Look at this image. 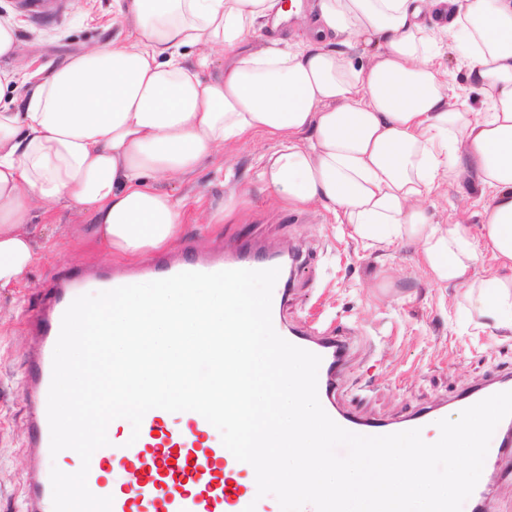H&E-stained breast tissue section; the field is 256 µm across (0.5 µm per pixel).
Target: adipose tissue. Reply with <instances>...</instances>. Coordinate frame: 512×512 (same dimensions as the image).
Here are the masks:
<instances>
[{
  "mask_svg": "<svg viewBox=\"0 0 512 512\" xmlns=\"http://www.w3.org/2000/svg\"><path fill=\"white\" fill-rule=\"evenodd\" d=\"M119 2L127 41L24 88L0 19V290L40 258L35 214L62 203L113 253L171 245L183 209L163 183L259 133L277 143L261 176L279 201L322 206L371 245L414 243L433 282L512 329V0H313L304 41L259 50L250 36L290 19L285 0ZM434 26L484 112L456 96ZM215 53L223 68L200 79ZM465 178L490 197L478 228L433 223L423 199ZM487 254L500 271L477 277Z\"/></svg>",
  "mask_w": 512,
  "mask_h": 512,
  "instance_id": "1",
  "label": "adipose tissue"
}]
</instances>
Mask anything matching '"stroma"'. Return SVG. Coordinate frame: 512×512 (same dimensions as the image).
<instances>
[{
    "label": "stroma",
    "instance_id": "1",
    "mask_svg": "<svg viewBox=\"0 0 512 512\" xmlns=\"http://www.w3.org/2000/svg\"><path fill=\"white\" fill-rule=\"evenodd\" d=\"M0 16L16 24L22 50L12 66L23 78L130 32L116 0H0ZM275 146L262 136L244 138L190 179L168 184L185 203L174 250L249 243L266 254L292 253L288 322L343 335L339 402L362 416L395 420L442 405L451 409L463 391L512 372V333L481 316L465 288L430 282L416 246L368 248L322 206L279 203L260 178L261 156ZM484 203L477 191L454 183L424 201L437 224H478ZM222 205L223 222L211 223V212ZM38 240L39 262L19 286L0 291V512H25L22 393L32 346L24 318L60 268L123 261L93 236L89 213L62 204L40 225Z\"/></svg>",
    "mask_w": 512,
    "mask_h": 512
}]
</instances>
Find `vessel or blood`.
I'll return each mask as SVG.
<instances>
[{
	"instance_id": "obj_1",
	"label": "vessel or blood",
	"mask_w": 512,
	"mask_h": 512,
	"mask_svg": "<svg viewBox=\"0 0 512 512\" xmlns=\"http://www.w3.org/2000/svg\"><path fill=\"white\" fill-rule=\"evenodd\" d=\"M265 255L242 252L227 254L190 253L149 266L136 274L113 268L85 273L57 275L45 291L37 314L28 327L35 351L28 362L25 401L28 407V497L26 512H50L52 468H80V458L66 453L51 454L47 398L52 378L53 351L61 320L71 302L81 294L86 281L98 290L143 281L164 279L185 271L212 273L222 270L270 268ZM285 292L274 288L271 317L275 331L290 343L320 356L323 378L318 395L325 412L344 429L364 436H380L410 429L427 430V412L419 411L397 421L365 419L342 409L334 394L332 370L338 369L346 350L340 335L324 332L310 335L288 327L283 316ZM163 409L148 411L138 439L126 444L120 438L128 428L126 419L110 422L108 446L97 449L89 464L87 485L98 496L112 499L111 512H276L275 504L257 495L254 468L235 459L224 447L220 435L201 414L189 411L184 428L175 433L166 422Z\"/></svg>"
}]
</instances>
